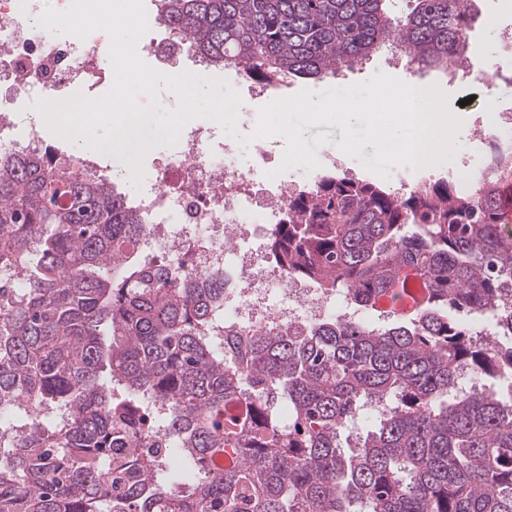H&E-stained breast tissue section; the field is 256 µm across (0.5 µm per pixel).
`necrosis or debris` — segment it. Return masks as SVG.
Here are the masks:
<instances>
[{"instance_id": "obj_1", "label": "necrosis or debris", "mask_w": 512, "mask_h": 512, "mask_svg": "<svg viewBox=\"0 0 512 512\" xmlns=\"http://www.w3.org/2000/svg\"><path fill=\"white\" fill-rule=\"evenodd\" d=\"M42 11L43 0H0L1 154L40 144L27 102L59 99L105 73L99 33L80 40L48 31L36 23ZM211 136V130L186 125L177 155L163 163L147 191L133 197L147 218L136 251L184 259L194 273L223 270L225 323L241 326L259 320L274 326L323 318L331 311L332 295L273 275L267 265L234 246L247 225L278 224L292 188L278 184L265 208H253L246 188L257 165L266 163L268 149L259 143L246 153L228 140L216 153L207 147ZM272 282L284 296L276 307L266 302Z\"/></svg>"}]
</instances>
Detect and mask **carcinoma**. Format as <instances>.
<instances>
[{
	"mask_svg": "<svg viewBox=\"0 0 512 512\" xmlns=\"http://www.w3.org/2000/svg\"><path fill=\"white\" fill-rule=\"evenodd\" d=\"M166 0L211 69L275 88L385 51L446 72L472 0ZM512 156L462 189L323 175L270 234L275 269L377 321L232 329L224 274L131 247L129 196L41 150L0 157V512H512ZM418 228L408 233L407 227ZM178 454L141 461L145 402ZM371 417L376 427L354 431Z\"/></svg>",
	"mask_w": 512,
	"mask_h": 512,
	"instance_id": "obj_1",
	"label": "carcinoma"
}]
</instances>
